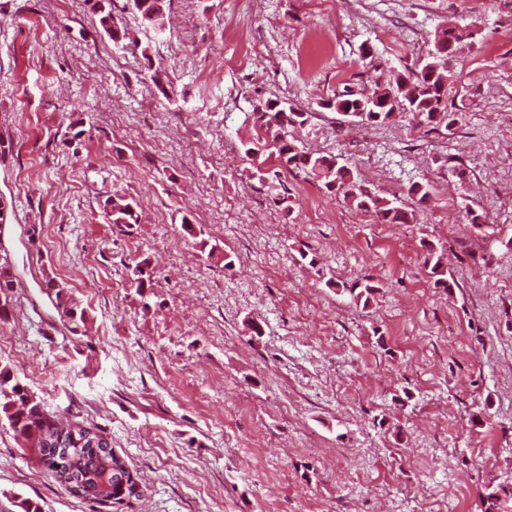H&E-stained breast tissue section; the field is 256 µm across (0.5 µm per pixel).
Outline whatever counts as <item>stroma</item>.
<instances>
[{"instance_id": "obj_1", "label": "stroma", "mask_w": 512, "mask_h": 512, "mask_svg": "<svg viewBox=\"0 0 512 512\" xmlns=\"http://www.w3.org/2000/svg\"><path fill=\"white\" fill-rule=\"evenodd\" d=\"M169 8L155 34L114 0L146 60L92 0H0V367L47 417L97 429L143 486L128 503L82 499L0 425V512L25 498L41 512H480L488 483L512 484V0ZM448 27L476 33L448 64L450 129L325 108L418 70ZM244 46L249 65H233ZM269 99L311 113L289 132L300 149L415 222L379 223L298 169L253 177L241 143ZM414 183L431 189L419 209ZM113 197L136 200L137 223L111 224ZM425 240L445 250L449 289L422 268ZM356 280L380 288L368 306L336 291ZM112 4L113 0H94L93 10L98 17L102 30L109 36V38L112 39V41L123 40L125 42L128 40L129 42L138 45V41L131 39L128 29L118 23L112 12ZM138 48H140L141 54L145 59H150L151 46L149 43L144 46L139 43Z\"/></svg>"}]
</instances>
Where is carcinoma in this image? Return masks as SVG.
Segmentation results:
<instances>
[{"mask_svg": "<svg viewBox=\"0 0 512 512\" xmlns=\"http://www.w3.org/2000/svg\"><path fill=\"white\" fill-rule=\"evenodd\" d=\"M113 0H94L93 10L99 24L109 38L116 41L131 40L128 29L119 24L112 12ZM134 9L140 10L141 19L151 27L163 29L168 22L167 0H132ZM448 47L444 50L433 47L428 51L425 64L413 76L397 74L387 87L367 97H357L348 92L336 96L325 104L338 114L350 117L363 124H384L393 114L410 112L424 127L450 128L457 121V113L448 110L447 62L454 57L462 38H474V32H463L454 27L444 30ZM311 113L292 107L281 106L278 100L260 103L253 112L256 138L242 142L244 154L254 159L260 151L268 150L278 169H302L321 181L331 194H341L351 200L358 209L371 212L381 224H410L415 211L407 210L395 201L381 197L368 189L348 165L331 155H315L298 149L287 139L286 128L303 127L310 121ZM137 202L118 198L106 201L104 210L113 224H135L138 221ZM423 266L434 285L448 287L444 265V248L422 241ZM137 288L151 287L152 268L144 259L132 269ZM12 275L8 262L0 263V317L10 307L8 288ZM46 286L55 292L57 306L71 318L76 315L74 307L68 305V285L54 276H46ZM336 291L347 294L357 303L368 305L378 293V286L371 283L354 282L344 284ZM8 424L12 431L25 440L34 442L39 448L43 464L61 484L70 480L74 487L93 501L100 496L92 491L100 478L109 483L121 481L127 472L121 465H114L115 456H100L96 449L110 447L109 442L96 430L70 422H55L47 418L36 396L26 386L13 381L6 369H0V422ZM512 499V488L496 485L483 497L481 512H506V504Z\"/></svg>", "mask_w": 512, "mask_h": 512, "instance_id": "carcinoma-1", "label": "carcinoma"}]
</instances>
